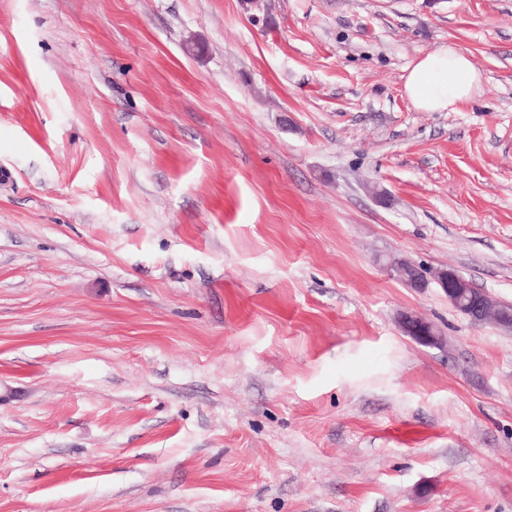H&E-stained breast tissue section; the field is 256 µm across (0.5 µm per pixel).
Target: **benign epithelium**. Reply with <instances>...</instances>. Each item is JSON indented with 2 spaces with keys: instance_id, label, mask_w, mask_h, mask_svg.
Returning a JSON list of instances; mask_svg holds the SVG:
<instances>
[{
  "instance_id": "benign-epithelium-1",
  "label": "benign epithelium",
  "mask_w": 512,
  "mask_h": 512,
  "mask_svg": "<svg viewBox=\"0 0 512 512\" xmlns=\"http://www.w3.org/2000/svg\"><path fill=\"white\" fill-rule=\"evenodd\" d=\"M392 270L397 277L410 288H424L429 283L437 284L448 294V302L463 309L464 313L475 323L509 328L512 326V313L500 312L493 299L485 294H474L476 287L471 281L452 269H428L410 276L406 266L393 263ZM400 328L403 333L416 341L430 346H439L442 339L438 336L435 326L426 319L415 314L401 317Z\"/></svg>"
}]
</instances>
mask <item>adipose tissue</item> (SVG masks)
Returning <instances> with one entry per match:
<instances>
[{"label": "adipose tissue", "instance_id": "obj_1", "mask_svg": "<svg viewBox=\"0 0 512 512\" xmlns=\"http://www.w3.org/2000/svg\"><path fill=\"white\" fill-rule=\"evenodd\" d=\"M484 76L457 44L421 55L406 70L403 92L423 112H455L479 96Z\"/></svg>", "mask_w": 512, "mask_h": 512}]
</instances>
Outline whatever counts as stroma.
<instances>
[{"label": "stroma", "instance_id": "1", "mask_svg": "<svg viewBox=\"0 0 512 512\" xmlns=\"http://www.w3.org/2000/svg\"><path fill=\"white\" fill-rule=\"evenodd\" d=\"M392 257L512 305V0H0V512H512V331ZM484 76L453 42L421 55L407 69L403 92L423 112H455L483 92ZM397 277L410 288H425L430 282H434L448 294V301L452 306L463 309L464 313L474 323L492 324L504 328H510L512 316L508 311L502 314L495 305L493 299L481 292L479 299H484L482 304L473 301L476 295L473 291L477 288L471 281L452 269H428L420 274L409 276L406 266L396 261L391 265ZM491 321L492 323H488ZM400 328L403 333L415 339L419 343L438 346L442 339L438 336L435 326L426 319L415 314H406L401 317Z\"/></svg>", "mask_w": 512, "mask_h": 512}]
</instances>
